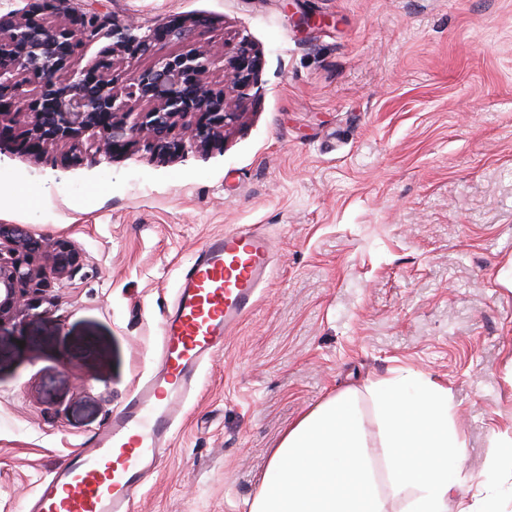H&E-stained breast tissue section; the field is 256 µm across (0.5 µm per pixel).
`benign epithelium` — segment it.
Wrapping results in <instances>:
<instances>
[{
	"label": "benign epithelium",
	"mask_w": 512,
	"mask_h": 512,
	"mask_svg": "<svg viewBox=\"0 0 512 512\" xmlns=\"http://www.w3.org/2000/svg\"><path fill=\"white\" fill-rule=\"evenodd\" d=\"M54 11L64 21L42 17ZM191 32L192 26L184 23L144 31L133 22L83 11L71 0H39L26 17L0 13V116L29 113L31 127L18 140L20 149L39 156L67 144L71 154L62 158L64 162L98 163L125 150L140 135L150 138L160 155L180 153L186 146L170 139L178 125L195 147H205L235 119L229 101L247 95L258 57L242 43L229 61L226 87L214 92L205 84L213 64L206 51L189 45L175 55L162 52L171 39L189 41ZM102 38L112 44L87 66H73L87 44ZM120 49L154 55L155 64L121 74L113 63V53ZM29 85L38 88L33 97L26 96ZM133 99L146 101L148 108L130 125L126 114ZM35 254L45 263H29ZM80 260L79 250L66 239L37 235L20 224H0V322L42 291L48 279L71 276Z\"/></svg>",
	"instance_id": "benign-epithelium-1"
}]
</instances>
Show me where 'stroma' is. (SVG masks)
Listing matches in <instances>:
<instances>
[{
    "label": "stroma",
    "mask_w": 512,
    "mask_h": 512,
    "mask_svg": "<svg viewBox=\"0 0 512 512\" xmlns=\"http://www.w3.org/2000/svg\"><path fill=\"white\" fill-rule=\"evenodd\" d=\"M143 29L193 23L212 88L260 54L236 121L159 158L146 138L62 165L0 117V224L82 262L0 323V512L103 430L154 371L180 275L208 238L274 243L256 305L204 363L135 512H248L272 448L345 389L447 388L461 497L512 512V0H81Z\"/></svg>",
    "instance_id": "obj_1"
}]
</instances>
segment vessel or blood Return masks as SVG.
<instances>
[{
  "instance_id": "1",
  "label": "vessel or blood",
  "mask_w": 512,
  "mask_h": 512,
  "mask_svg": "<svg viewBox=\"0 0 512 512\" xmlns=\"http://www.w3.org/2000/svg\"><path fill=\"white\" fill-rule=\"evenodd\" d=\"M271 258V242L252 228L206 242L181 274L153 375L89 447L68 455L38 485L32 512H133L136 489L169 451L183 413L180 394L195 389L206 357L253 310Z\"/></svg>"
}]
</instances>
